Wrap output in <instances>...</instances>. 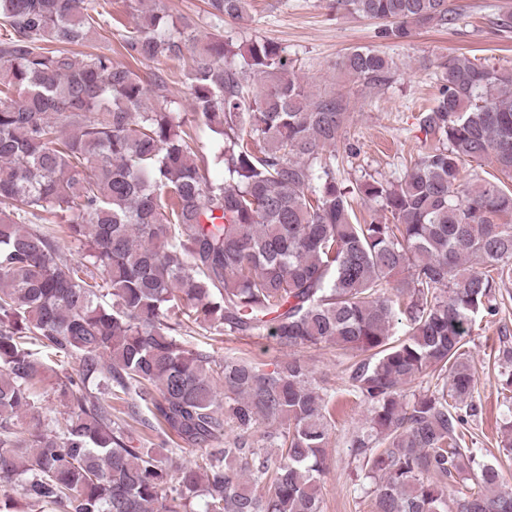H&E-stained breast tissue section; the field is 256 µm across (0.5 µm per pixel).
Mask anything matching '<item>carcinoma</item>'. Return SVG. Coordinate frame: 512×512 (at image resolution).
Instances as JSON below:
<instances>
[{
  "instance_id": "1",
  "label": "carcinoma",
  "mask_w": 512,
  "mask_h": 512,
  "mask_svg": "<svg viewBox=\"0 0 512 512\" xmlns=\"http://www.w3.org/2000/svg\"><path fill=\"white\" fill-rule=\"evenodd\" d=\"M130 2L140 21L122 48L154 64L150 81L109 51L71 54L108 25L98 0H0V512L20 498L29 512H323L332 397L298 355L321 344L351 359L347 390L367 409L347 447L382 476L374 512H448L463 473L456 512H512L464 433L477 373L465 338L512 283V69L439 62L420 119L438 146L396 183L350 187L324 158L346 97L309 92L266 39L242 54L254 91L223 34L199 46L162 0ZM207 6L218 30L249 12ZM335 8L377 22L381 42L459 21L451 0ZM189 49L193 119L145 108ZM342 67L369 90L397 69L369 47ZM195 125L223 178H209ZM482 161L499 176H463ZM357 198L380 214L359 221ZM56 218L85 261L60 250ZM200 332L270 339L289 358L218 361L184 340ZM64 358L77 366L58 383L59 417L40 389ZM497 359L512 392V345ZM135 424L173 447L131 446Z\"/></svg>"
}]
</instances>
